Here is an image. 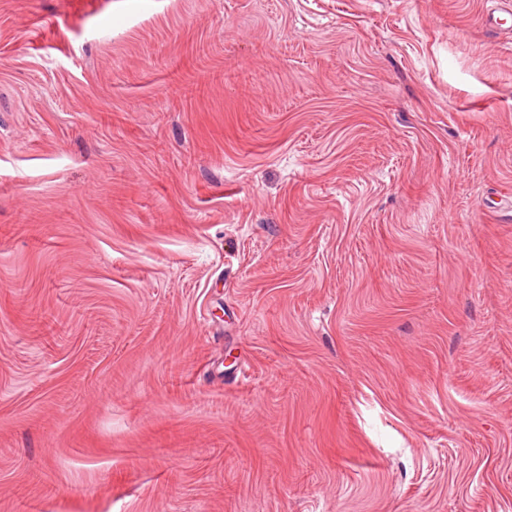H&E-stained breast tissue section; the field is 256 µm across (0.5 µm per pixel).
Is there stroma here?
<instances>
[{
  "mask_svg": "<svg viewBox=\"0 0 512 512\" xmlns=\"http://www.w3.org/2000/svg\"><path fill=\"white\" fill-rule=\"evenodd\" d=\"M500 0H0V512H512Z\"/></svg>",
  "mask_w": 512,
  "mask_h": 512,
  "instance_id": "35a3bbf8",
  "label": "stroma"
}]
</instances>
